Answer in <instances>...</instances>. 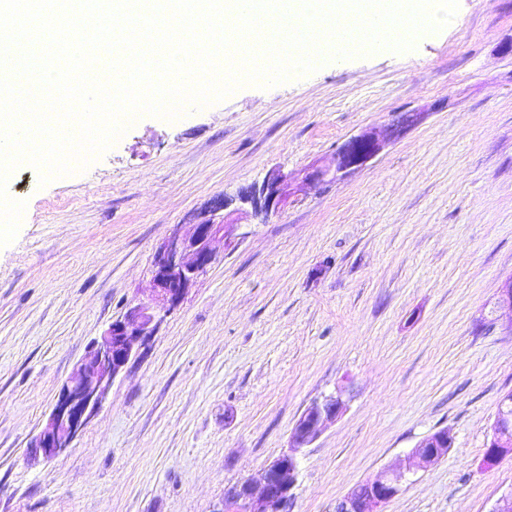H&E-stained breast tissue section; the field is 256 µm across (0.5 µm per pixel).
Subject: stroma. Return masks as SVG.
<instances>
[{"label":"stroma","instance_id":"stroma-1","mask_svg":"<svg viewBox=\"0 0 512 512\" xmlns=\"http://www.w3.org/2000/svg\"><path fill=\"white\" fill-rule=\"evenodd\" d=\"M512 0H458L405 53L325 63L167 121L136 123L84 170L7 184L0 246V512H216L259 479L315 399L342 416L300 453L291 512L447 431V455L382 512H491L512 456L482 464L512 390ZM423 120L366 167L302 184L235 232L61 455L31 459L93 341L147 300L156 248L219 196L328 160L345 139Z\"/></svg>","mask_w":512,"mask_h":512}]
</instances>
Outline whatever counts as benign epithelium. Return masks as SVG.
<instances>
[{
  "mask_svg": "<svg viewBox=\"0 0 512 512\" xmlns=\"http://www.w3.org/2000/svg\"><path fill=\"white\" fill-rule=\"evenodd\" d=\"M422 119L420 112L395 115L383 136L365 131L345 140L332 160L312 164L302 172L309 182L337 181L361 169L384 147L398 139ZM294 176L271 172L261 185L241 195L255 215L281 211L295 194ZM225 198L196 213L192 231L174 233L154 252L153 288L150 298L129 308L94 340L88 356L77 366L74 375L63 384L46 426L30 442V454L45 459L59 456L83 432L106 400L114 380L125 371L130 360L157 330L163 317L174 310L188 290L216 261L215 244L228 248L237 223L228 221ZM344 407L340 394L312 402L297 420L288 451L269 464L260 483L240 481L224 490L222 509L218 512H290L293 488L297 480L298 454L312 444L321 432L336 422ZM450 438L445 431L421 440L399 468L387 469L363 483L367 496L349 493L336 503V512H381V507L395 497L402 483L448 453ZM512 455V391L503 395L493 428L486 464L491 465Z\"/></svg>",
  "mask_w": 512,
  "mask_h": 512,
  "instance_id": "1",
  "label": "benign epithelium"
}]
</instances>
